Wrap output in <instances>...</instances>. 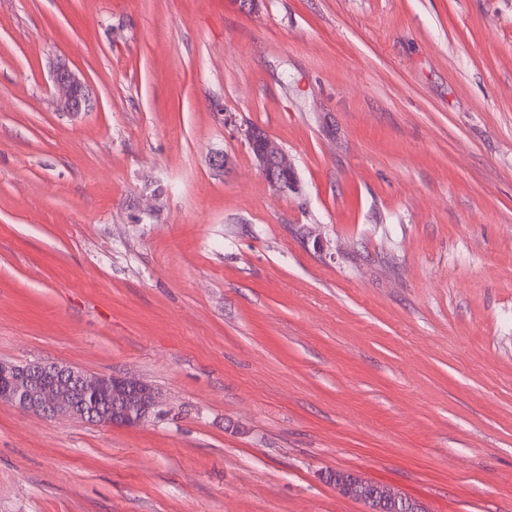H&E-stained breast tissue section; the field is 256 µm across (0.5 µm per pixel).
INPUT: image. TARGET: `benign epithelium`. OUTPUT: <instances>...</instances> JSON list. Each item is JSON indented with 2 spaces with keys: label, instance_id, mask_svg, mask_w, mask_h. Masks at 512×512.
Here are the masks:
<instances>
[{
  "label": "benign epithelium",
  "instance_id": "obj_1",
  "mask_svg": "<svg viewBox=\"0 0 512 512\" xmlns=\"http://www.w3.org/2000/svg\"><path fill=\"white\" fill-rule=\"evenodd\" d=\"M50 73L58 111L75 115L91 108L90 86L67 63L52 62ZM236 132L275 190L298 189L294 165L275 138L254 125H240ZM0 401L43 418L73 417L120 427L143 424L161 405L158 392L136 377L93 374L42 361L23 365L0 361ZM337 488L343 495L360 500L366 512H378L380 495L400 497L395 488L352 473H341Z\"/></svg>",
  "mask_w": 512,
  "mask_h": 512
}]
</instances>
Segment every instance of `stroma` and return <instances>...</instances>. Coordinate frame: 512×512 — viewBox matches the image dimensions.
<instances>
[{"label":"stroma","mask_w":512,"mask_h":512,"mask_svg":"<svg viewBox=\"0 0 512 512\" xmlns=\"http://www.w3.org/2000/svg\"><path fill=\"white\" fill-rule=\"evenodd\" d=\"M0 360L161 398L0 402V512H512V0H0ZM50 73L55 92L54 104L58 111L75 115L91 108L90 86L67 63L53 61ZM235 128L238 137L252 154L256 166L275 190L288 192L298 189L294 165L275 138L254 125ZM0 401L43 418L136 427L156 415L157 391L133 376L89 373L54 362L0 361ZM340 473L341 478L337 484L339 491L345 496L360 500L367 512H378V494L392 499L402 496L391 486L371 483L352 473Z\"/></svg>","instance_id":"1"}]
</instances>
